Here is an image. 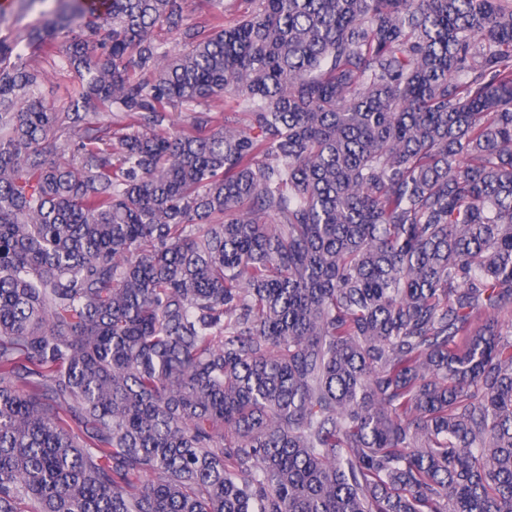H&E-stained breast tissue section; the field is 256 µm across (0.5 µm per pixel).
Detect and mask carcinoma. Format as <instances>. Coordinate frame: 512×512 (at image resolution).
Instances as JSON below:
<instances>
[{
	"instance_id": "obj_1",
	"label": "carcinoma",
	"mask_w": 512,
	"mask_h": 512,
	"mask_svg": "<svg viewBox=\"0 0 512 512\" xmlns=\"http://www.w3.org/2000/svg\"><path fill=\"white\" fill-rule=\"evenodd\" d=\"M56 2L68 110L0 37V512H512V0Z\"/></svg>"
}]
</instances>
